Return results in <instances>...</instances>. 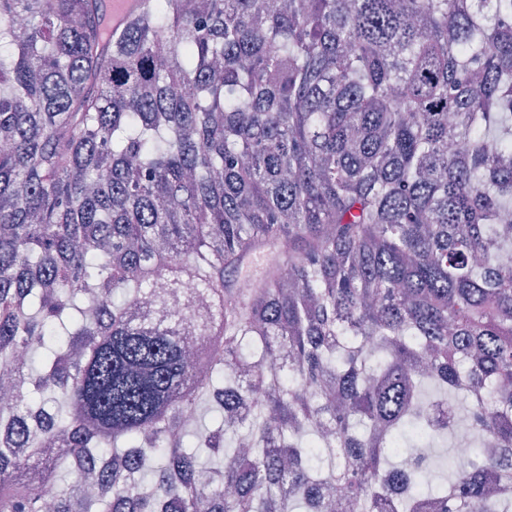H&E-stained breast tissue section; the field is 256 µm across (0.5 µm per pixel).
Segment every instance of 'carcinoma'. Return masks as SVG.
I'll use <instances>...</instances> for the list:
<instances>
[{
    "label": "carcinoma",
    "mask_w": 512,
    "mask_h": 512,
    "mask_svg": "<svg viewBox=\"0 0 512 512\" xmlns=\"http://www.w3.org/2000/svg\"><path fill=\"white\" fill-rule=\"evenodd\" d=\"M510 251L512 0H0V512H512ZM148 2V0L107 1L109 9L112 11V29L120 28L130 15L141 12Z\"/></svg>",
    "instance_id": "1"
}]
</instances>
